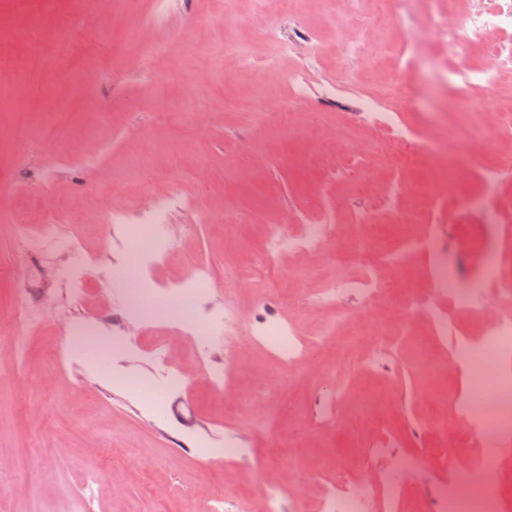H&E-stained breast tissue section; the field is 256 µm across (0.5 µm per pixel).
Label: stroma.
Wrapping results in <instances>:
<instances>
[{"label":"stroma","mask_w":512,"mask_h":512,"mask_svg":"<svg viewBox=\"0 0 512 512\" xmlns=\"http://www.w3.org/2000/svg\"><path fill=\"white\" fill-rule=\"evenodd\" d=\"M436 0H414L412 14L389 18L352 10L343 24L338 0H288L282 13L263 14L256 0H238L225 23L223 0H130L103 37L98 19L79 0H0L15 18L0 38V89L11 95L1 122L0 264V512H75L93 490L94 512H209L213 498L241 499L240 512H264L265 489H282V512H319L337 469L359 474L385 469L389 457L416 456L419 470L375 512H417L420 499L450 477L429 454L438 447L436 420L454 433L467 425L456 399L472 394L465 371L448 368L457 342L482 336L502 310L493 290L473 282L488 250L512 259V168L487 185L484 163L512 155V74L490 85L445 78V46L422 21ZM47 24L28 27L30 13ZM150 23L164 54L136 65ZM69 28L58 47L53 26ZM272 28L277 39L264 31ZM354 43L346 60L338 41ZM292 50L280 55V42ZM234 51H225V43ZM412 43L404 82L396 61L375 54ZM311 87L289 110L294 84ZM67 105L48 113L50 98ZM204 114L186 122L184 105ZM266 113L257 122L255 113ZM58 136L43 141L48 118ZM407 128L420 155L402 160L384 146ZM180 184L189 203L169 217L176 248L158 265L164 282L208 267L217 279L273 260L288 290L275 319L304 339L328 335L334 350L312 348L289 370L283 398L262 402L281 369L268 351L247 344L261 283L244 281L230 296L244 337L224 353V402L212 366L174 336L169 322L151 319L145 335L168 338L188 377L161 399L134 396L120 362L102 368L88 353L61 360L62 338L46 318L19 340L16 325L35 255L7 221L31 209L33 190H47L60 234L82 233L97 253L111 229L105 211L132 215L153 193ZM476 199L494 202L487 222ZM292 213L291 233L332 224L328 245L336 279L357 281L383 270L418 310L385 296L339 297L317 315L300 313L297 298L314 293L322 275L311 258L277 254L269 227ZM446 262L470 303L439 293ZM251 450L240 465L211 457L225 439Z\"/></svg>","instance_id":"obj_1"}]
</instances>
